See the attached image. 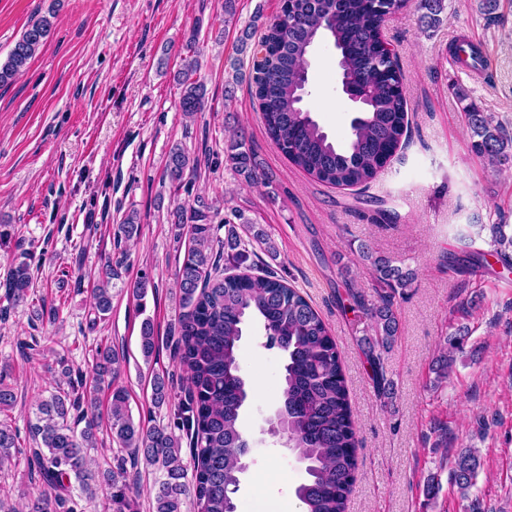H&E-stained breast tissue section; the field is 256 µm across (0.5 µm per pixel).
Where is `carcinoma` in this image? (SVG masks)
I'll list each match as a JSON object with an SVG mask.
<instances>
[{"label": "carcinoma", "mask_w": 512, "mask_h": 512, "mask_svg": "<svg viewBox=\"0 0 512 512\" xmlns=\"http://www.w3.org/2000/svg\"><path fill=\"white\" fill-rule=\"evenodd\" d=\"M409 0H389L385 10L374 0H283L281 14L259 23L256 14L238 37L237 54L251 57L248 72L232 63V80L225 94L246 81L256 100L268 138L295 167L321 184L334 187L368 186L387 165L407 137L409 119L403 92V77L397 57L382 50L384 16L407 7ZM444 0H420L426 28L443 22ZM53 23L41 16L30 22L14 43L8 59L0 64V86L12 83L45 46ZM329 42L338 59L341 75L356 92L357 116L351 134L342 144L331 140L303 105L302 74L313 49ZM182 68L174 75L180 88V109L194 116L205 109L207 89L197 79L196 35L186 40ZM473 69L482 62L479 47L468 40L456 44L450 57ZM465 117L472 131L471 152L489 166L500 167L512 159V137L469 103ZM225 162L247 184L271 185L256 154L243 134L224 141ZM201 157L176 145L167 156L164 176L173 194H179L200 167ZM215 202L198 196L193 203L175 202L167 223L175 236L189 228L190 245L177 270L180 313L170 330L173 358L186 373L184 397L172 402V388L155 377L152 404L174 409L173 425L147 426L135 421L127 390L116 384L124 353L108 344H98L87 372L57 358L58 388L36 405L30 425L31 443L22 447L17 431L0 420V468L23 465L27 475L44 491L27 503V512H81L72 496L78 485L86 498L106 493L105 512H137L128 493L124 462L112 468H89L88 450L97 447L101 425L128 457L155 467L160 478L152 500V512H185L193 502L197 512H234L227 497L239 490L249 441L240 426L249 386L240 365V345L245 326H263L266 347L286 355L279 409L284 446L305 464L307 479L295 491L304 512H349L348 502L356 482L357 428L341 352L330 328L300 294L269 269L254 271V245L268 244L267 235L245 225L241 236L231 220L224 219L225 237L213 224ZM140 217L128 212L114 229L115 248L137 236ZM507 225H491L490 250L468 252L463 270L476 275L492 256L512 265V234ZM381 285L378 299L369 301L359 291L349 290L352 310L368 316L370 325L361 338L377 396L389 399L392 381L384 354L397 342L399 319L396 297L415 279L411 269L393 264L369 246L359 247ZM118 269L107 260L98 271L89 325L94 327L112 311V280ZM33 275L28 256L13 260L0 288L11 305L26 301ZM468 339L463 329L448 334L432 364L434 384L450 376L456 354ZM141 347L145 358L158 348L153 320L141 324ZM10 368L0 366V413L14 408L17 394L7 381ZM109 390L106 416L98 412V394ZM189 454L183 455V444ZM480 461L472 450L454 457L452 482L462 495L475 486Z\"/></svg>", "instance_id": "carcinoma-1"}]
</instances>
